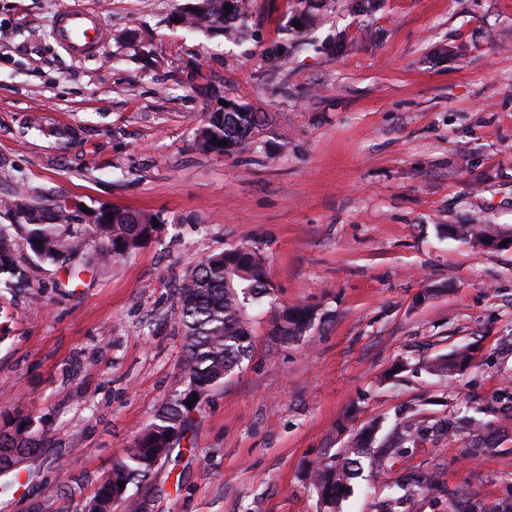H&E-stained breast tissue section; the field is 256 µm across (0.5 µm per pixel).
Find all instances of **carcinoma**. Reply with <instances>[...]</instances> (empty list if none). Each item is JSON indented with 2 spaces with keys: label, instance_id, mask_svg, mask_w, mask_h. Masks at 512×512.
I'll use <instances>...</instances> for the list:
<instances>
[{
  "label": "carcinoma",
  "instance_id": "carcinoma-1",
  "mask_svg": "<svg viewBox=\"0 0 512 512\" xmlns=\"http://www.w3.org/2000/svg\"><path fill=\"white\" fill-rule=\"evenodd\" d=\"M231 0H187L176 13L184 27H227V34L237 32L233 23L242 17L237 7H228ZM262 117L247 105L237 104L232 112L220 109L208 113L198 128L195 146L202 153L233 154L251 147L254 133L260 130ZM225 141L227 146L219 143ZM82 205L67 208L53 199H32L14 191L0 197V219L10 230L0 228V293L14 294L31 287L27 268L13 257L15 238L24 240L40 263L65 271L67 281L57 287L66 289L80 278L83 269L79 260L89 249H95L98 261L129 254L152 239L163 221L156 215L114 207L101 210L93 224L84 222ZM39 242H34V239ZM269 295L263 259L247 246H237L213 254L175 287L173 313L185 337V354L181 361V388L157 411L154 421L137 437L124 455L112 464L108 481L88 502V512H112V487L123 482H145L155 470L158 456L168 457L177 437L183 435L191 421L187 390L206 391L224 381L248 356L250 329L244 318L246 302ZM312 322L310 309L293 305L275 320L273 333L282 340L296 339L307 332ZM475 359L468 349L450 358H436L427 363L440 375H451ZM419 430L405 421L388 445L369 449L372 431L367 429L348 449L340 464L320 461L309 473L310 485L323 503L324 512H336L337 505L350 493V482L363 469L362 459L378 469L415 443ZM45 438L32 434L30 422L21 423L9 434H0V474L16 471L21 461L39 455ZM496 449L492 435L473 434L468 454L482 455ZM398 489L412 493L437 487L433 477L408 472L396 480ZM463 512H512V503L488 508L470 496Z\"/></svg>",
  "mask_w": 512,
  "mask_h": 512
}]
</instances>
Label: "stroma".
Instances as JSON below:
<instances>
[{
    "instance_id": "35a3bbf8",
    "label": "stroma",
    "mask_w": 512,
    "mask_h": 512,
    "mask_svg": "<svg viewBox=\"0 0 512 512\" xmlns=\"http://www.w3.org/2000/svg\"><path fill=\"white\" fill-rule=\"evenodd\" d=\"M181 2L0 0V194L164 221L68 295L18 242L33 286L0 322V430L33 419L52 443L0 485V512H84L180 386L175 286L239 245L271 286L246 307L250 355L113 512H320L309 468L342 461L369 425L383 446L409 415L423 435L390 469H363L340 512H379L410 470L445 491L401 512H448L454 492L512 502V249L456 233L512 227V0H244L232 37L173 24ZM77 3L107 29L84 58L53 36ZM224 101L266 123L240 154L201 153L200 120ZM31 115L75 139L27 128ZM296 304L312 325L280 340L273 321ZM465 345L464 371L427 370ZM467 411L496 451L472 459L467 434L440 435Z\"/></svg>"
}]
</instances>
